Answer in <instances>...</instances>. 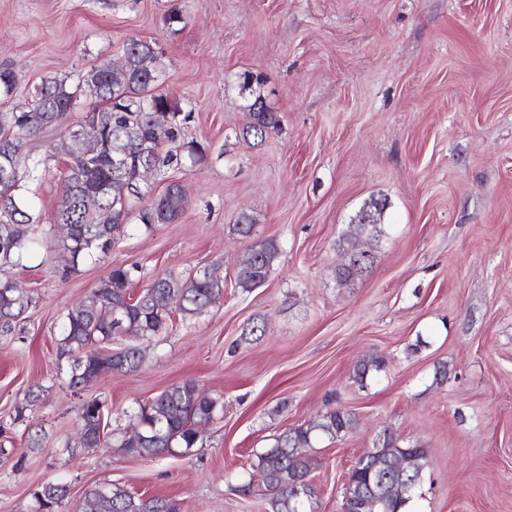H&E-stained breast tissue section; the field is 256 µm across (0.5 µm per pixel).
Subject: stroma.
I'll list each match as a JSON object with an SVG mask.
<instances>
[{
    "label": "stroma",
    "instance_id": "obj_1",
    "mask_svg": "<svg viewBox=\"0 0 512 512\" xmlns=\"http://www.w3.org/2000/svg\"><path fill=\"white\" fill-rule=\"evenodd\" d=\"M174 8L185 22L172 27ZM132 37L155 42L158 87L190 113L184 139L206 154L171 176L188 196L177 221L147 231L130 218L108 254L67 274L54 222L67 132L23 141L41 174L38 247L0 267L31 298L0 335V512H33L47 483L67 488L59 512L109 483L180 512H268L263 487L240 491L256 454L331 407L359 425L309 450L316 512H341L350 467L387 428L428 451L408 512H512V0H0V63L18 76L19 102L45 77L121 63ZM246 71L281 117L262 142L241 136ZM168 179L146 181L159 193ZM373 200L386 203L374 263L338 281L339 237ZM244 213L248 240L234 228ZM253 239L276 241L280 255L245 293L236 263ZM120 265L134 294L208 265L224 296L190 319L172 312L138 371L73 391L60 324ZM256 322L264 334L243 340ZM369 355L386 368L362 386L352 368ZM187 379L224 405L192 454L78 447L86 400L103 402L119 436L139 405ZM38 386L40 401L13 423Z\"/></svg>",
    "mask_w": 512,
    "mask_h": 512
}]
</instances>
